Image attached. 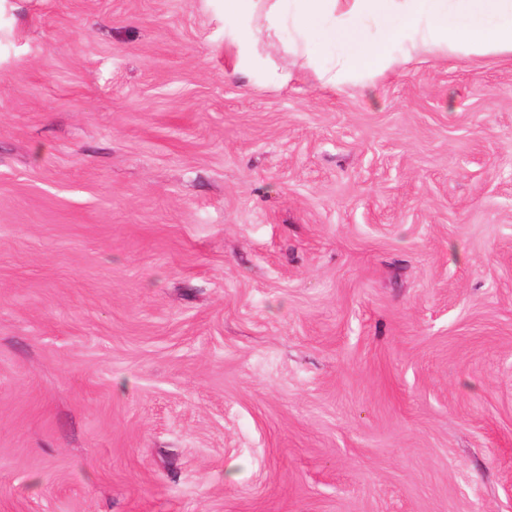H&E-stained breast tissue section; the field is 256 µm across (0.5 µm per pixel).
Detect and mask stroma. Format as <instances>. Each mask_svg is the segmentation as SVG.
<instances>
[{
  "label": "stroma",
  "mask_w": 512,
  "mask_h": 512,
  "mask_svg": "<svg viewBox=\"0 0 512 512\" xmlns=\"http://www.w3.org/2000/svg\"><path fill=\"white\" fill-rule=\"evenodd\" d=\"M256 51L0 0V512H512V54Z\"/></svg>",
  "instance_id": "obj_1"
}]
</instances>
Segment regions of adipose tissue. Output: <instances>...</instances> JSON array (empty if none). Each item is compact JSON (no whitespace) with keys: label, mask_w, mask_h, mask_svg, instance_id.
Instances as JSON below:
<instances>
[{"label":"adipose tissue","mask_w":512,"mask_h":512,"mask_svg":"<svg viewBox=\"0 0 512 512\" xmlns=\"http://www.w3.org/2000/svg\"><path fill=\"white\" fill-rule=\"evenodd\" d=\"M285 29L328 58L319 78L336 89L418 55L512 53V0H224V39L240 52Z\"/></svg>","instance_id":"1"}]
</instances>
